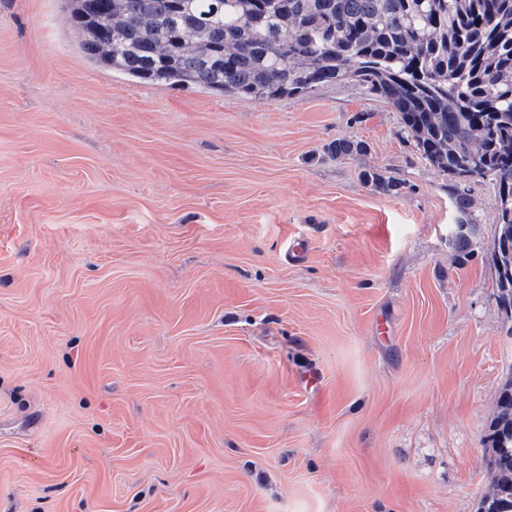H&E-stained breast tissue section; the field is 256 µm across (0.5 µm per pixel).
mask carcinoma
I'll return each mask as SVG.
<instances>
[{"instance_id":"cac0c4a2","label":"carcinoma","mask_w":512,"mask_h":512,"mask_svg":"<svg viewBox=\"0 0 512 512\" xmlns=\"http://www.w3.org/2000/svg\"><path fill=\"white\" fill-rule=\"evenodd\" d=\"M90 60L134 83L250 100L348 83L399 113L421 157L448 175L452 244L470 250L468 183L496 188L493 261L512 336V0H70ZM363 142L338 139L336 156ZM387 193L400 183L363 173ZM490 490L478 512H512V379L489 425Z\"/></svg>"}]
</instances>
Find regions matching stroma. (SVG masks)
<instances>
[{
    "label": "stroma",
    "mask_w": 512,
    "mask_h": 512,
    "mask_svg": "<svg viewBox=\"0 0 512 512\" xmlns=\"http://www.w3.org/2000/svg\"><path fill=\"white\" fill-rule=\"evenodd\" d=\"M469 193L466 255L383 100L136 84L0 0V512H477L512 338Z\"/></svg>",
    "instance_id": "1"
}]
</instances>
